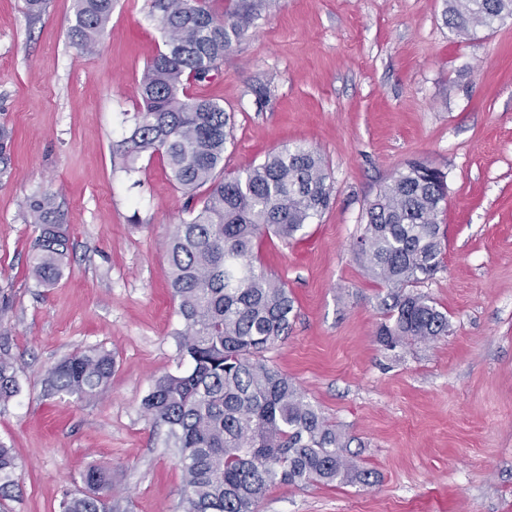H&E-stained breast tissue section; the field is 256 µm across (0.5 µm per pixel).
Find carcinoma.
<instances>
[{
	"instance_id": "carcinoma-1",
	"label": "carcinoma",
	"mask_w": 512,
	"mask_h": 512,
	"mask_svg": "<svg viewBox=\"0 0 512 512\" xmlns=\"http://www.w3.org/2000/svg\"><path fill=\"white\" fill-rule=\"evenodd\" d=\"M446 22L459 35L512 17V0H447ZM114 0H75L71 43L96 51ZM256 0H238L221 16L209 0H150L164 49L141 79L142 110L123 141L128 167L145 153L163 156L187 198V219L168 242L171 288L182 329L179 363L188 368L153 380L142 400L145 415L166 427L165 445L178 449L182 469L179 512H258L275 483L366 482L368 471L345 453L340 433L305 400L263 352L288 336L294 300L286 284L257 265L255 242H283L327 208L332 192L322 157L305 144L285 146L234 176H224L230 117L219 103L190 96L187 83L218 74L224 55L249 27ZM13 136L0 127V176L7 172ZM206 188L203 195L198 189ZM445 174L424 161L410 163L366 208L356 257L390 289L387 321L378 341L390 348L448 335V316L419 294L407 293L441 267L439 216ZM28 222L39 234L32 273L57 280L71 249L54 198L29 199ZM114 360L101 350L77 352L44 374L50 395L93 401L111 385ZM20 392L6 343L0 344V403ZM17 456L0 442V508L17 487ZM86 490L65 494L61 512H108L112 470L96 464L83 475Z\"/></svg>"
}]
</instances>
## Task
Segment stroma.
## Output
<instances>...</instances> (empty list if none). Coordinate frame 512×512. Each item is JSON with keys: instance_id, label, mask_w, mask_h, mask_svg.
Wrapping results in <instances>:
<instances>
[{"instance_id": "35a3bbf8", "label": "stroma", "mask_w": 512, "mask_h": 512, "mask_svg": "<svg viewBox=\"0 0 512 512\" xmlns=\"http://www.w3.org/2000/svg\"><path fill=\"white\" fill-rule=\"evenodd\" d=\"M445 0H271L190 95L233 123L224 171L305 144L333 181L330 206L296 240L263 238L258 262L284 281L295 317L265 356L342 432L368 483L271 486L259 512H512V18L468 36ZM149 0H116L94 54L68 37L74 0H0V336L21 384L0 406L15 448L8 512H59L96 463L116 512H175L182 472L144 415L154 377L176 371L167 244L185 198L159 155L127 171L122 141L140 81L163 48ZM446 175L443 266L417 293L448 333L387 349V290L356 258L366 206L409 162ZM55 195L72 248L42 286L29 267V198ZM89 348L116 360L85 402L44 391L46 368Z\"/></svg>"}]
</instances>
